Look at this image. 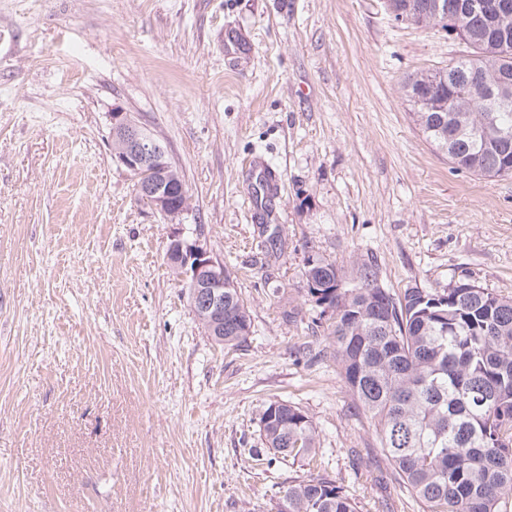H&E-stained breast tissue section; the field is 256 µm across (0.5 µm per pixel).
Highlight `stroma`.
Returning a JSON list of instances; mask_svg holds the SVG:
<instances>
[{"label":"stroma","mask_w":512,"mask_h":512,"mask_svg":"<svg viewBox=\"0 0 512 512\" xmlns=\"http://www.w3.org/2000/svg\"><path fill=\"white\" fill-rule=\"evenodd\" d=\"M465 52L385 0H0V512H274L310 475L356 512H423L302 273L312 246L394 293L467 278L512 298V176L456 168L402 88ZM117 107L179 169L180 223L113 162ZM177 235L235 277L238 345L197 321ZM274 400L310 417L314 453L267 449Z\"/></svg>","instance_id":"1"}]
</instances>
